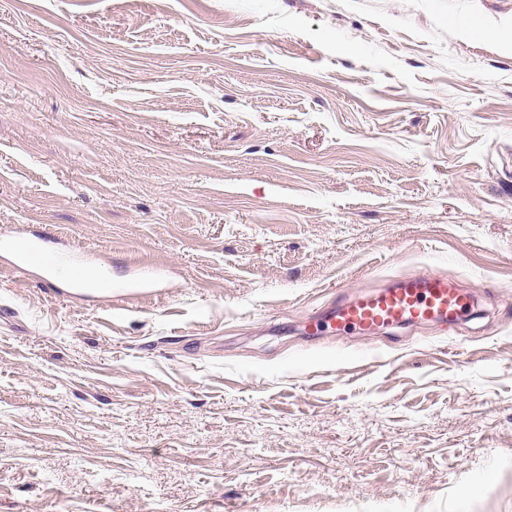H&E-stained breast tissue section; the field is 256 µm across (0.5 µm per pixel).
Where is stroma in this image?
Wrapping results in <instances>:
<instances>
[{"instance_id":"1","label":"stroma","mask_w":512,"mask_h":512,"mask_svg":"<svg viewBox=\"0 0 512 512\" xmlns=\"http://www.w3.org/2000/svg\"><path fill=\"white\" fill-rule=\"evenodd\" d=\"M22 225L112 298L0 269V512H512V0H0ZM96 275L98 288H82L84 287V280L87 276ZM73 283L69 286L71 288L70 294L73 298H79L84 295L85 291H94L97 294H105L112 297V284L103 277V270L101 269H82L76 268L72 274ZM472 295L451 278L419 274L387 288L344 298L325 312H315L303 322L306 336L357 331L363 335L416 325L453 327L470 317Z\"/></svg>"}]
</instances>
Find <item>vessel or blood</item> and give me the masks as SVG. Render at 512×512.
Instances as JSON below:
<instances>
[{"label":"vessel or blood","instance_id":"vessel-or-blood-1","mask_svg":"<svg viewBox=\"0 0 512 512\" xmlns=\"http://www.w3.org/2000/svg\"><path fill=\"white\" fill-rule=\"evenodd\" d=\"M13 241V266L27 268L39 240L17 235ZM473 305L472 295L453 279L434 273L419 274L315 312L305 319L303 331L308 336L349 330L370 335L386 328L416 325L453 327L470 317Z\"/></svg>","mask_w":512,"mask_h":512}]
</instances>
